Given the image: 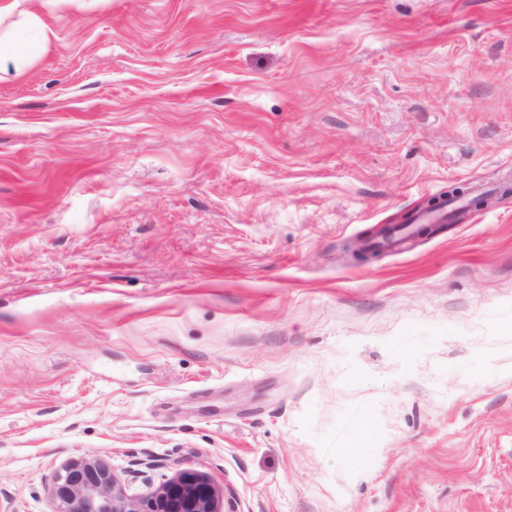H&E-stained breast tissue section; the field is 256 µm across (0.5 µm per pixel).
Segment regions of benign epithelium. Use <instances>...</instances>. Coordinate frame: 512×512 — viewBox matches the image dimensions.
I'll return each instance as SVG.
<instances>
[{
	"label": "benign epithelium",
	"mask_w": 512,
	"mask_h": 512,
	"mask_svg": "<svg viewBox=\"0 0 512 512\" xmlns=\"http://www.w3.org/2000/svg\"><path fill=\"white\" fill-rule=\"evenodd\" d=\"M49 496L53 512H237L231 498L219 510L217 489L203 471L182 469L153 492L134 496L101 458L66 462L54 473Z\"/></svg>",
	"instance_id": "obj_1"
}]
</instances>
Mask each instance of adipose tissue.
<instances>
[{
	"instance_id": "1",
	"label": "adipose tissue",
	"mask_w": 512,
	"mask_h": 512,
	"mask_svg": "<svg viewBox=\"0 0 512 512\" xmlns=\"http://www.w3.org/2000/svg\"><path fill=\"white\" fill-rule=\"evenodd\" d=\"M46 0H0V79L19 76L39 59L49 42Z\"/></svg>"
}]
</instances>
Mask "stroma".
I'll return each mask as SVG.
<instances>
[{"label":"stroma","mask_w":512,"mask_h":512,"mask_svg":"<svg viewBox=\"0 0 512 512\" xmlns=\"http://www.w3.org/2000/svg\"><path fill=\"white\" fill-rule=\"evenodd\" d=\"M47 23L0 81V512L81 456L238 512H512V0ZM455 185L492 202L349 254Z\"/></svg>","instance_id":"1"}]
</instances>
